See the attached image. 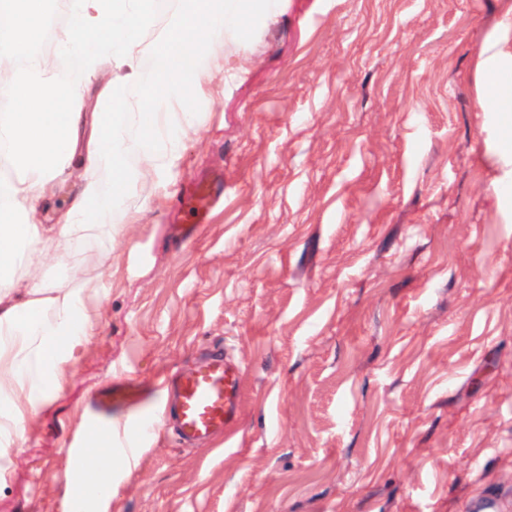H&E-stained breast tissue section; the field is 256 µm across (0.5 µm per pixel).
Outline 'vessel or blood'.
Wrapping results in <instances>:
<instances>
[{"label":"vessel or blood","instance_id":"1","mask_svg":"<svg viewBox=\"0 0 512 512\" xmlns=\"http://www.w3.org/2000/svg\"><path fill=\"white\" fill-rule=\"evenodd\" d=\"M218 197L213 183L203 181L189 191L186 200L202 221ZM240 381L238 367L220 349L200 356L191 368L167 381L165 416L178 444L195 446L233 429L242 410Z\"/></svg>","mask_w":512,"mask_h":512}]
</instances>
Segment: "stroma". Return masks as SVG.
Returning <instances> with one entry per match:
<instances>
[{
  "label": "stroma",
  "mask_w": 512,
  "mask_h": 512,
  "mask_svg": "<svg viewBox=\"0 0 512 512\" xmlns=\"http://www.w3.org/2000/svg\"><path fill=\"white\" fill-rule=\"evenodd\" d=\"M497 0H279L224 46L198 132L133 224L79 242L95 320L0 512H67L64 472L112 436L91 512H512V198L476 63ZM224 180L210 223L184 188ZM210 344L242 419L208 449L161 427ZM111 391L112 407L97 400Z\"/></svg>",
  "instance_id": "1"
}]
</instances>
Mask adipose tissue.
Segmentation results:
<instances>
[{"mask_svg":"<svg viewBox=\"0 0 512 512\" xmlns=\"http://www.w3.org/2000/svg\"><path fill=\"white\" fill-rule=\"evenodd\" d=\"M50 0H0V149L12 170L0 180V446L26 439L32 414L52 396L90 334L95 291L75 271L48 279L47 258L64 260L86 236L108 233L126 198L171 171L182 135L197 130L205 82L220 69L224 42L246 44L255 7L272 15L276 0H190L179 22L150 53L142 42L154 0H70L56 33V55L30 56L42 39ZM476 65L484 111L494 114L498 156L512 191V0ZM76 60L87 83L40 79L57 56ZM143 94L123 110L124 90ZM63 183L74 190L58 220L41 223L38 204ZM111 442L85 449L68 467L69 482L97 500L112 496Z\"/></svg>","mask_w":512,"mask_h":512,"instance_id":"1","label":"adipose tissue"}]
</instances>
